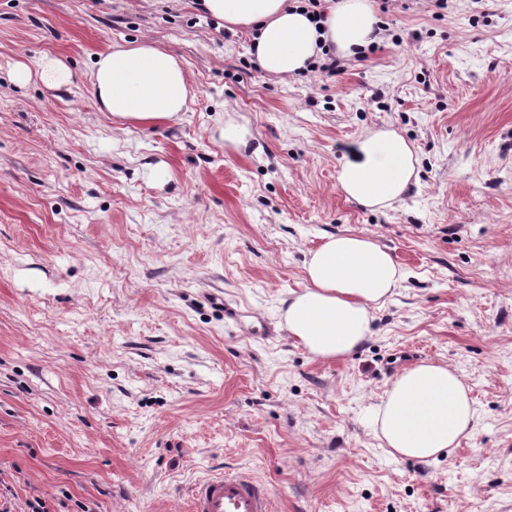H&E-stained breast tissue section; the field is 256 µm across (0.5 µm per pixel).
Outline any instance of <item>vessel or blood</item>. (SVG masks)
I'll use <instances>...</instances> for the list:
<instances>
[{
  "label": "vessel or blood",
  "mask_w": 512,
  "mask_h": 512,
  "mask_svg": "<svg viewBox=\"0 0 512 512\" xmlns=\"http://www.w3.org/2000/svg\"><path fill=\"white\" fill-rule=\"evenodd\" d=\"M190 512H276L268 487L247 473L222 474L195 484Z\"/></svg>",
  "instance_id": "obj_1"
}]
</instances>
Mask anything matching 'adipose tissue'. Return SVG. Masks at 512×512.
Returning a JSON list of instances; mask_svg holds the SVG:
<instances>
[{
    "instance_id": "ef3b65f1",
    "label": "adipose tissue",
    "mask_w": 512,
    "mask_h": 512,
    "mask_svg": "<svg viewBox=\"0 0 512 512\" xmlns=\"http://www.w3.org/2000/svg\"><path fill=\"white\" fill-rule=\"evenodd\" d=\"M225 25L256 28L255 56L267 75L286 79L307 72L322 45L352 57L379 39L372 0H332L322 26L289 0H202ZM92 88L101 111L117 129L152 128L188 111L195 94L184 64L149 41L115 44L92 63ZM61 88L70 67L45 54L16 63L15 84L33 78ZM416 151L398 131L367 132L345 161L336 189L366 209L402 199L416 172ZM404 273L391 253L362 233L326 236L304 265V288L291 294L283 313L290 336L312 357L331 361L356 351L371 334L372 311L399 288ZM384 448L395 458L427 462L451 453L476 426L470 389L455 369L435 361L405 370L375 408Z\"/></svg>"
}]
</instances>
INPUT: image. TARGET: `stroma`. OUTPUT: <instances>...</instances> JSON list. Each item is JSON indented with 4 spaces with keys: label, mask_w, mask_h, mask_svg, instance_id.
I'll return each instance as SVG.
<instances>
[{
    "label": "stroma",
    "mask_w": 512,
    "mask_h": 512,
    "mask_svg": "<svg viewBox=\"0 0 512 512\" xmlns=\"http://www.w3.org/2000/svg\"><path fill=\"white\" fill-rule=\"evenodd\" d=\"M374 51L328 77L253 63L249 29L196 0H0V500L16 512H188L238 469L279 512H512V0H373ZM148 39L191 111L114 129L95 53ZM61 57L71 83L15 86ZM246 148L225 146V121ZM418 179L369 211L336 189L368 131ZM371 236L406 274L351 356L281 317L325 236ZM240 317L225 318V307ZM478 409L450 455L393 459L374 409L424 362ZM34 76L39 77L49 87L61 88L70 84L72 71L58 57L43 54L34 60L17 62L12 70L11 79L17 85H26Z\"/></svg>",
    "instance_id": "35a3bbf8"
}]
</instances>
